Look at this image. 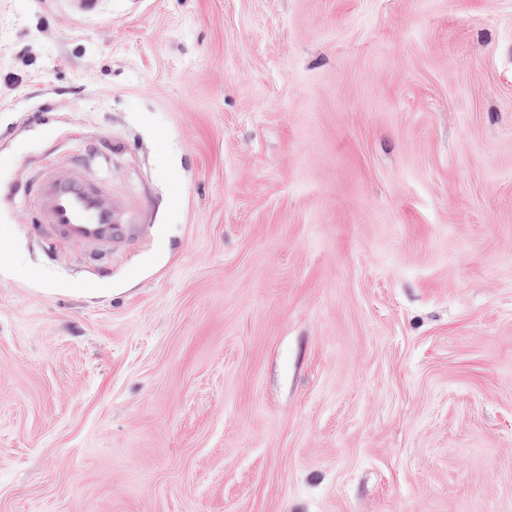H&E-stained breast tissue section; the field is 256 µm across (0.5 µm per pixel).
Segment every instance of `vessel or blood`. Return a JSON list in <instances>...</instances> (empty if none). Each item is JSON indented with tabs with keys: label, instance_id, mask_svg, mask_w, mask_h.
Here are the masks:
<instances>
[{
	"label": "vessel or blood",
	"instance_id": "1",
	"mask_svg": "<svg viewBox=\"0 0 512 512\" xmlns=\"http://www.w3.org/2000/svg\"><path fill=\"white\" fill-rule=\"evenodd\" d=\"M36 221L64 236L96 245H112L128 232L122 222L126 204L88 180L82 166L58 176L45 174L35 194Z\"/></svg>",
	"mask_w": 512,
	"mask_h": 512
}]
</instances>
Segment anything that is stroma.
<instances>
[{
  "mask_svg": "<svg viewBox=\"0 0 512 512\" xmlns=\"http://www.w3.org/2000/svg\"><path fill=\"white\" fill-rule=\"evenodd\" d=\"M0 512H512V0H0ZM36 224H50L64 236L96 245H112L125 238L128 224H120L126 204L88 180L81 165L57 176L46 173L38 181Z\"/></svg>",
  "mask_w": 512,
  "mask_h": 512,
  "instance_id": "35a3bbf8",
  "label": "stroma"
}]
</instances>
